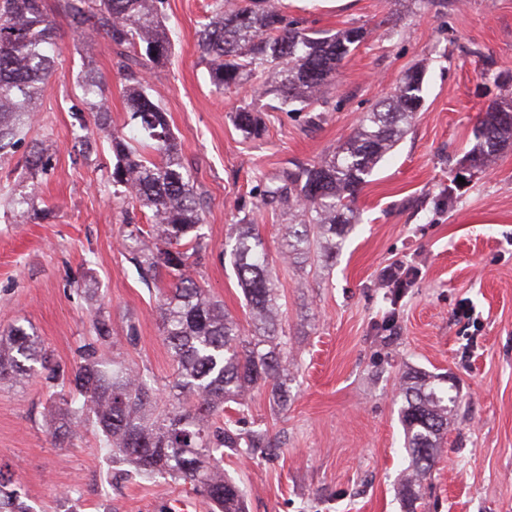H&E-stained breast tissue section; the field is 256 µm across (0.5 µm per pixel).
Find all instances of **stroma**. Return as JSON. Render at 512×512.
Instances as JSON below:
<instances>
[{"instance_id": "35a3bbf8", "label": "stroma", "mask_w": 512, "mask_h": 512, "mask_svg": "<svg viewBox=\"0 0 512 512\" xmlns=\"http://www.w3.org/2000/svg\"><path fill=\"white\" fill-rule=\"evenodd\" d=\"M317 30L366 32L336 84L305 112L275 110L253 84L216 94L196 32L213 0H165L169 60L146 76L161 100L194 187L204 200L207 256L197 280L240 322L248 310L222 255L235 224L253 218L278 277L288 338L287 408L253 389L241 427L271 445L221 466L243 488L246 512H405L400 378L412 368L444 376L460 408L417 512H512V147L493 167L468 169L474 129L491 101L512 98V0H280ZM57 32L55 74L25 143L0 159V326L34 328L54 363L79 348L104 315L106 362L140 368L158 389L176 367L156 309L167 279L143 281L122 242L149 209L113 195V131L125 128V81L101 35L74 32L59 0H46ZM426 68L425 102L355 203L360 222L336 255L304 266L281 256L282 210L263 207L266 185L296 163L319 160L353 131L360 113L390 94L408 69ZM95 73L110 126L96 128L76 82ZM262 120L260 138L234 123L241 105ZM89 133L96 150L73 145ZM52 158L28 178V144ZM30 194L12 210L7 197ZM138 328L127 336L128 323ZM43 377L0 383V462L30 512H208L190 483L128 472L94 431L55 443ZM78 489L77 499L67 498Z\"/></svg>"}]
</instances>
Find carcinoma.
Instances as JSON below:
<instances>
[{
  "instance_id": "cac0c4a2",
  "label": "carcinoma",
  "mask_w": 512,
  "mask_h": 512,
  "mask_svg": "<svg viewBox=\"0 0 512 512\" xmlns=\"http://www.w3.org/2000/svg\"><path fill=\"white\" fill-rule=\"evenodd\" d=\"M164 0H61L60 8L75 31L91 29L118 49V71L126 82L127 125L135 132L112 133L115 193L129 203L153 210L148 230L135 227L124 242L140 277L154 280L164 269L171 277L162 295V335L177 369L167 402L141 371L96 357L94 343L67 372L50 364L34 332L9 326L0 332V377L26 376L39 364L48 370L58 406L51 412L54 437L71 443L85 422L103 436L112 455L141 476L169 474L191 484L217 512H245L244 490L224 476L216 455L229 448L248 454L270 447L261 434L236 428L248 408V393L267 386L277 399L288 392V339L277 328L278 286L268 249L257 225L242 221L224 243L249 308L250 329L224 311L189 274V259L200 265L207 244L202 232L203 199L192 184L167 112L144 77L146 63L170 57L172 43L164 28ZM358 27L309 30L288 19L271 0H215L208 23L197 35L198 49L209 58V76L219 92L237 90L250 79L274 95L286 112H310L335 81L338 67L364 40ZM145 55H139L137 48ZM56 35L45 0H0V157L14 152L37 102L55 74ZM425 72L407 71L389 97L362 113L353 133L314 163L282 172L278 184L263 191V204L288 211L291 224L283 255L301 264L311 253V228L318 229L327 253L336 252L359 223L355 200L377 164L402 139L423 103ZM82 99L94 119L108 115L97 80L80 83ZM248 138L261 135L257 116L244 106L235 113ZM512 144V99L488 104L476 127V145L468 152L471 167L486 168ZM33 175L51 168L50 156L33 145L24 160ZM95 343L111 336L104 316L93 322ZM441 379L408 372L399 382L404 428L402 496L406 512H417L418 488L429 477L448 416L457 406ZM234 404V415L224 405ZM8 464L0 465V512H28L6 492Z\"/></svg>"
}]
</instances>
